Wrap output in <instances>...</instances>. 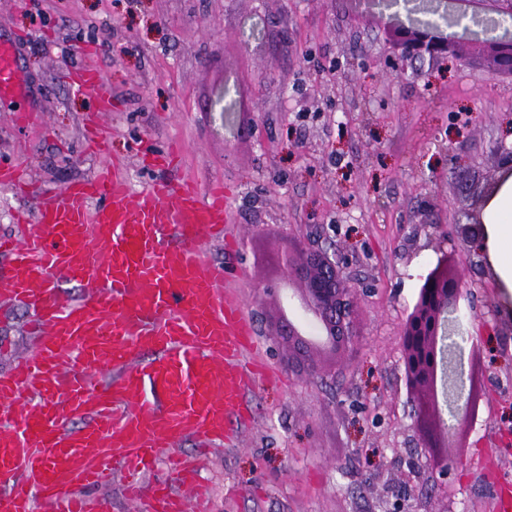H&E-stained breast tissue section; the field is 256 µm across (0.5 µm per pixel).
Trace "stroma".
I'll return each instance as SVG.
<instances>
[{"label": "stroma", "instance_id": "stroma-1", "mask_svg": "<svg viewBox=\"0 0 512 512\" xmlns=\"http://www.w3.org/2000/svg\"><path fill=\"white\" fill-rule=\"evenodd\" d=\"M361 9L345 0H0V33L17 39L28 105L47 126L31 136L0 106V163L37 188L20 197L0 187V236L14 234L15 209H36L40 193L102 162L82 127L97 96L68 80L87 47L118 105L104 119L111 153L134 187L156 176L143 154L174 145L188 171L230 194L236 253L220 243L206 251L242 295L258 356L279 381L254 388L250 424L205 460L197 491L211 512H382L407 491L423 512H493L498 490L512 487V294L460 229L474 190L500 173L492 146L512 128V80L490 73L467 43L451 76L424 65L391 78L397 56L373 19L384 6ZM243 89L258 131L233 141L223 114ZM313 228L369 288L365 344L333 377L290 368L263 320L285 306L298 313L287 294L261 287L278 275L272 255ZM441 229L466 272L461 304L490 395L444 488L419 465L398 368L417 277L435 262ZM27 321L24 309L0 310L10 349L0 370L30 348Z\"/></svg>", "mask_w": 512, "mask_h": 512}]
</instances>
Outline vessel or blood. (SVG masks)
<instances>
[{"label":"vessel or blood","instance_id":"b4317fda","mask_svg":"<svg viewBox=\"0 0 512 512\" xmlns=\"http://www.w3.org/2000/svg\"><path fill=\"white\" fill-rule=\"evenodd\" d=\"M71 79L115 109L96 65ZM25 97L17 42L0 37V101ZM14 221L19 236L0 241V301L30 312L33 343L0 372V512H111L88 491L116 474L130 504L194 512V463L173 458L159 478L156 465L185 440L201 453L223 444L261 374L242 361L252 322L204 249L231 222L223 184L136 191L104 165ZM66 282L81 300L64 297Z\"/></svg>","mask_w":512,"mask_h":512}]
</instances>
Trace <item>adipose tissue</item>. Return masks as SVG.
Wrapping results in <instances>:
<instances>
[{
    "instance_id": "obj_1",
    "label": "adipose tissue",
    "mask_w": 512,
    "mask_h": 512,
    "mask_svg": "<svg viewBox=\"0 0 512 512\" xmlns=\"http://www.w3.org/2000/svg\"><path fill=\"white\" fill-rule=\"evenodd\" d=\"M483 223L492 270L505 287L512 289V177L485 207Z\"/></svg>"
}]
</instances>
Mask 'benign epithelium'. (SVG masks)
Returning <instances> with one entry per match:
<instances>
[{"label":"benign epithelium","instance_id":"1","mask_svg":"<svg viewBox=\"0 0 512 512\" xmlns=\"http://www.w3.org/2000/svg\"><path fill=\"white\" fill-rule=\"evenodd\" d=\"M404 13L386 15L389 41L399 62L388 71L399 78L418 62L458 55V46L473 40L496 76L512 78V0H403ZM224 125L235 138L253 136L255 124L248 112L224 114ZM502 159V174L512 175V148L494 147ZM462 231L473 240L484 234L481 214L469 218ZM420 274L415 309L405 322L400 364L412 408L413 437L428 469L448 481V475L467 457V434L481 401L470 319L460 302L464 280L448 270V253ZM283 270L280 282L264 287L274 294L280 285L293 292L304 310L319 324L316 338L307 336L303 323L283 314L273 325L274 335L288 345V360L305 374L321 373L322 366L337 369L351 363L363 345L358 326L363 289L347 272V261L304 233L277 258ZM436 448L448 452L439 456Z\"/></svg>","mask_w":512,"mask_h":512}]
</instances>
